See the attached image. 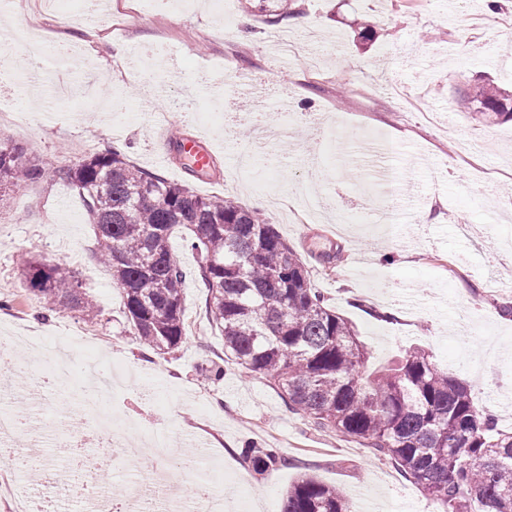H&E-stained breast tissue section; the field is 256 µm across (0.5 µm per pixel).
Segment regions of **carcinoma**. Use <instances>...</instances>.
<instances>
[{"label": "carcinoma", "instance_id": "carcinoma-1", "mask_svg": "<svg viewBox=\"0 0 512 512\" xmlns=\"http://www.w3.org/2000/svg\"><path fill=\"white\" fill-rule=\"evenodd\" d=\"M269 22L296 13L288 0H256ZM472 119H512L508 96L478 82ZM84 201L98 260L122 290L129 323L156 354L188 338L184 271L170 247L192 231L200 256L205 313L224 338V357L266 379L288 409L319 429L359 441L388 459L440 512H512V432L474 402L468 384L421 348L369 371L351 323L311 286L305 264L259 212L229 198L201 197L183 184L136 167L116 149L55 168L0 144V187L39 181L47 169ZM29 292L40 307L89 315L94 302L64 260L28 261ZM252 467L287 463L273 448H244ZM283 512H355L338 488L304 474Z\"/></svg>", "mask_w": 512, "mask_h": 512}]
</instances>
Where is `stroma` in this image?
<instances>
[{"mask_svg":"<svg viewBox=\"0 0 512 512\" xmlns=\"http://www.w3.org/2000/svg\"><path fill=\"white\" fill-rule=\"evenodd\" d=\"M189 11L158 10L138 17L137 0H112L98 23L86 22L82 0H66L60 15L34 27L38 0H0V31L15 39L0 47V107L17 112L20 128L0 125V142L23 146L29 158L73 165L118 148L138 167L187 185L200 196L221 194L260 213L297 250L314 287L348 318L370 353V366L419 347L467 382L475 402L512 430V320L499 307L512 302V122L472 121L463 96L476 75L490 74L512 92V33L493 20L512 19V0L491 11L472 0L461 17L456 0H298L311 19L272 25L253 0H194ZM367 16L369 39L356 19ZM124 54L103 52V41ZM171 48L140 77L124 74L129 56L160 41ZM52 71L78 89L56 99L49 86L24 77ZM287 88L301 117L328 113L330 138L307 139L301 127H279L275 103L238 110L243 77ZM269 113L277 133L253 154L254 112ZM193 137L211 146L214 163L192 170L178 148L160 160L156 132ZM20 204L0 191V332L33 342L90 332L100 357L131 374L120 404L146 425L165 430L166 457L134 464L88 447L108 469L115 507L131 481L158 470L187 489L223 495L235 512L240 481L281 512L289 487L303 473L362 498L367 512H438L437 503L405 480L390 461L356 439L312 427L290 411L264 378L228 364L206 378L224 351L204 313L196 278L198 255L185 232L170 240L186 272L183 306L198 317L196 332L158 355L140 344L123 294L93 255L95 240L83 200L54 173L34 183ZM66 260L93 296V316L61 309L37 317L26 291L29 258ZM394 314L382 322L366 307ZM47 445L8 480L16 489L52 490L66 466ZM208 438L215 460L205 477L179 460L194 436ZM251 442L277 449L287 465L254 469L240 448Z\"/></svg>","mask_w":512,"mask_h":512,"instance_id":"35a3bbf8","label":"stroma"}]
</instances>
